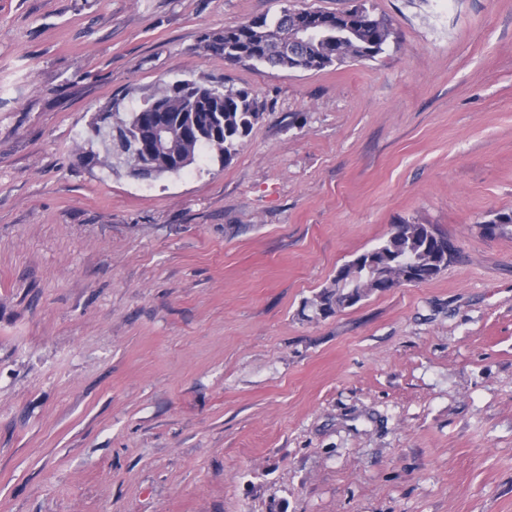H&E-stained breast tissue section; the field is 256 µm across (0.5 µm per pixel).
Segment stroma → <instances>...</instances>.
Returning <instances> with one entry per match:
<instances>
[{"mask_svg": "<svg viewBox=\"0 0 512 512\" xmlns=\"http://www.w3.org/2000/svg\"><path fill=\"white\" fill-rule=\"evenodd\" d=\"M364 5L322 70L224 27ZM249 89L229 161L141 179L90 125L178 80ZM512 0H0V512H512ZM433 280L313 301L396 225ZM359 11L360 14L355 12L344 19L341 26L329 24L310 43L294 44L292 54L287 51L289 33L303 12H315L332 21H336V13L286 6L270 19L260 16L224 27L209 46L225 62L243 66L321 70L347 58L371 59L382 53L392 28L387 19L376 17L365 7Z\"/></svg>", "mask_w": 512, "mask_h": 512, "instance_id": "1", "label": "stroma"}]
</instances>
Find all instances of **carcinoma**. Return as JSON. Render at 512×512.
Returning <instances> with one entry per match:
<instances>
[{"label": "carcinoma", "instance_id": "obj_1", "mask_svg": "<svg viewBox=\"0 0 512 512\" xmlns=\"http://www.w3.org/2000/svg\"><path fill=\"white\" fill-rule=\"evenodd\" d=\"M303 10L284 7L272 18L255 17L224 28L213 38L210 48L224 57V61L243 66L256 64L283 69L321 70L347 58L371 59L382 53L392 34L389 21L377 17L362 7L347 17L348 23L328 25L313 41L288 46L289 33L301 19ZM193 92L176 94L171 86L156 89L148 100L164 102L165 122L169 128L167 152L150 159L154 175L178 174L180 170L168 164L167 158L184 156L194 165L209 154L227 161L236 153L262 112L252 93L213 82L191 81ZM112 116L120 119L118 133L112 135V153L117 163L129 164L130 138L144 142L148 148L156 113L145 107L122 113L112 105ZM386 254L400 262H407L417 274V282L434 279L443 268L429 261V242L424 235L414 232L412 225L403 224L381 243ZM350 289L336 280L333 286L318 295L320 310L334 314L345 305Z\"/></svg>", "mask_w": 512, "mask_h": 512}]
</instances>
